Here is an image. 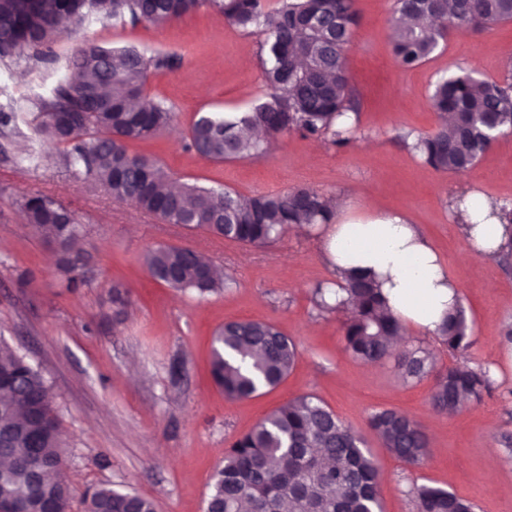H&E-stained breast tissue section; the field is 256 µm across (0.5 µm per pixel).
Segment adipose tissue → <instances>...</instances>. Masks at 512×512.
<instances>
[{
	"label": "adipose tissue",
	"instance_id": "ef3b65f1",
	"mask_svg": "<svg viewBox=\"0 0 512 512\" xmlns=\"http://www.w3.org/2000/svg\"><path fill=\"white\" fill-rule=\"evenodd\" d=\"M487 197L466 190L452 221L467 253L496 257L512 241V229L490 215ZM325 262L334 272L370 268L381 281L387 304L401 323L421 333L435 332L458 298L455 279L429 239L406 214L372 210L352 213L348 200L337 199L336 221L319 225Z\"/></svg>",
	"mask_w": 512,
	"mask_h": 512
}]
</instances>
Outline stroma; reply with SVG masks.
<instances>
[{"instance_id":"35a3bbf8","label":"stroma","mask_w":512,"mask_h":512,"mask_svg":"<svg viewBox=\"0 0 512 512\" xmlns=\"http://www.w3.org/2000/svg\"><path fill=\"white\" fill-rule=\"evenodd\" d=\"M359 24L349 69L357 99L353 144L336 146L291 133L262 157L213 162L186 149L198 113L238 112L264 92L260 38L228 25L205 6L161 26L94 17L70 27L46 59L0 58V339L27 355L51 385L73 491L71 512L92 485L109 484L152 499L157 512H204L211 476L230 442L288 400L318 398L371 449L383 512H417L414 486L446 489L475 512H512V259L464 257L450 217L458 177L435 170L400 137L438 125L430 106L433 83L464 68L503 79L512 53V22L481 33L451 34L426 63L395 65L388 39L394 0H356ZM91 42L134 46L169 58L150 71L145 90L167 101L174 118L156 139L131 144L159 160L175 178L246 195L307 186L343 197L356 208L402 211L428 235L456 280L472 327V345L452 352L436 334L406 332L404 345H423L437 369L464 361L489 370L490 394L451 415L433 412V377L403 381L394 359L370 364L345 348L341 311H320L314 289L335 281L322 261L316 231L284 232L263 246H245L161 223L115 201L101 186L75 181L63 148L35 131L31 100L48 97L68 73L74 50ZM491 199L512 202V131L468 170ZM58 198L82 226L88 263L85 284L68 288L55 246L28 224L25 196ZM176 244L208 254L232 270L237 284L199 297L155 281L145 251ZM126 294L124 314L112 290ZM264 321L295 341L300 357L276 389L231 400L214 383V332L228 321ZM393 409L424 429L429 454L406 464L382 447L369 428L372 413Z\"/></svg>"}]
</instances>
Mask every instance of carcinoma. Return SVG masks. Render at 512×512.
<instances>
[{
  "mask_svg": "<svg viewBox=\"0 0 512 512\" xmlns=\"http://www.w3.org/2000/svg\"><path fill=\"white\" fill-rule=\"evenodd\" d=\"M208 5L225 22L261 36L264 96L225 117L198 115L188 130V148L214 162L260 156L264 147L248 134L260 128L275 136L296 132L352 142L341 117L357 111L347 56L358 25L355 0H0V57L26 60L60 38L87 15L160 25ZM512 21V0H394L390 44L395 63L412 69L429 60L447 35L481 32ZM167 63L135 47L86 43L75 50L73 75L41 99L36 131L66 147L64 164L76 180L94 179L119 201H130L164 224L181 223L227 241L262 247L288 226L326 224L334 199L307 187L271 195H243L226 188L181 184L158 162L130 144L158 137L174 113L145 92L148 72ZM430 100L443 124L424 136L407 135L409 150L434 169L456 173L473 167L498 135L512 130V78H477L460 71L438 78ZM55 112L77 118L62 130ZM28 223L60 253L68 287L84 282L86 256L72 252L80 233L74 214L44 193L23 199ZM155 280L199 296L231 287L233 279L212 275V261L179 245H157L144 255ZM346 299L331 306L326 288L314 291L323 311L346 314V348L357 359L377 363L391 355L402 326L372 276L347 275ZM470 324L461 305L446 315L436 335L451 351L470 346ZM297 345L273 325L234 321L213 339L211 375L224 395L248 399L278 386L298 360ZM397 365L405 380L435 369L422 346L404 351ZM492 388L489 372L457 363L435 375L433 409L452 414L479 402ZM369 426L398 459L417 464L427 455L419 425L394 410H380ZM417 512H472V505L447 490L414 489ZM72 489L51 387L23 355L0 342V504L23 512H69ZM83 512H156L155 503L110 484L86 491ZM383 512L378 472L364 439L312 395L278 407L224 450L209 486L208 512Z\"/></svg>",
  "mask_w": 512,
  "mask_h": 512,
  "instance_id": "cac0c4a2",
  "label": "carcinoma"
}]
</instances>
